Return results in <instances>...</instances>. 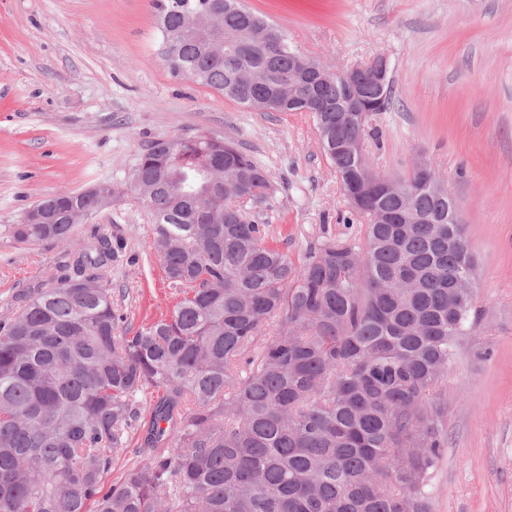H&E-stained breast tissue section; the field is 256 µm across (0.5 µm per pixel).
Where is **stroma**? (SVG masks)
Instances as JSON below:
<instances>
[{
  "label": "stroma",
  "mask_w": 512,
  "mask_h": 512,
  "mask_svg": "<svg viewBox=\"0 0 512 512\" xmlns=\"http://www.w3.org/2000/svg\"><path fill=\"white\" fill-rule=\"evenodd\" d=\"M331 70L386 56L391 100L368 139L372 170L430 162L476 256L473 329L448 371V446L433 512H512V0H245ZM207 134L233 141L276 190L266 220L293 259L324 236H357L307 112H257L186 78L158 55L149 0H0V319L67 264L65 248L7 232L51 193L111 183L112 206L75 224L112 241L104 276L135 330L172 311L178 291L130 191L150 144Z\"/></svg>",
  "instance_id": "obj_1"
}]
</instances>
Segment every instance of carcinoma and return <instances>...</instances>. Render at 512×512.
<instances>
[{
	"label": "carcinoma",
	"instance_id": "obj_1",
	"mask_svg": "<svg viewBox=\"0 0 512 512\" xmlns=\"http://www.w3.org/2000/svg\"><path fill=\"white\" fill-rule=\"evenodd\" d=\"M224 10V37L252 52L212 55L203 43L174 44L181 12L211 2ZM159 56L175 77L255 110L291 68L288 35L244 0H151ZM356 125L314 112L336 172V139H367L386 111ZM307 94L334 109L338 83ZM205 167L251 184V210L224 192L189 195L182 184ZM135 175L153 220L152 249L180 299L134 335L112 303L103 270L106 237L73 251V273L52 279L0 321V512H432L430 481L448 447L444 382L460 337L472 329L475 259L465 225L450 221L448 194L417 186L405 202L373 196L360 236L324 237L302 261L270 242L260 214L274 189L237 145L207 136L152 144ZM409 209L417 224H376L377 209ZM85 191L50 194L10 236L70 244L71 212L94 215ZM38 213L53 223L33 221ZM158 393L142 446L128 434L141 397ZM135 460L104 489L112 462Z\"/></svg>",
	"mask_w": 512,
	"mask_h": 512
}]
</instances>
